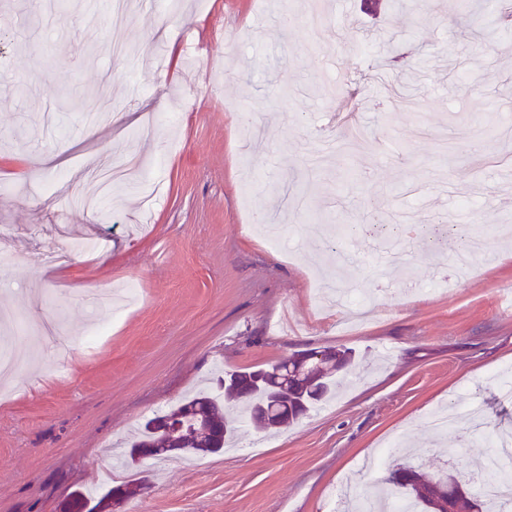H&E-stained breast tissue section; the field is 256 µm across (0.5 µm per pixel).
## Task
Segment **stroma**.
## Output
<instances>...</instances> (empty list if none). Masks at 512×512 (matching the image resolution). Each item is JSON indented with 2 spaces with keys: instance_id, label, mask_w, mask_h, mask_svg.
Instances as JSON below:
<instances>
[{
  "instance_id": "obj_1",
  "label": "stroma",
  "mask_w": 512,
  "mask_h": 512,
  "mask_svg": "<svg viewBox=\"0 0 512 512\" xmlns=\"http://www.w3.org/2000/svg\"><path fill=\"white\" fill-rule=\"evenodd\" d=\"M115 31L111 0H0V225L19 231L0 316L57 311L71 339L0 401V512H59L216 366L313 349L354 353L335 398L270 437L229 403L238 453L146 461L122 512H345L340 485L371 495L391 440L414 465L483 468L477 446L512 432V180L493 162L512 157V36L456 0H137L125 56ZM85 236L104 248L47 263ZM129 283L137 305L83 346L88 293ZM357 295L379 316L340 328Z\"/></svg>"
}]
</instances>
